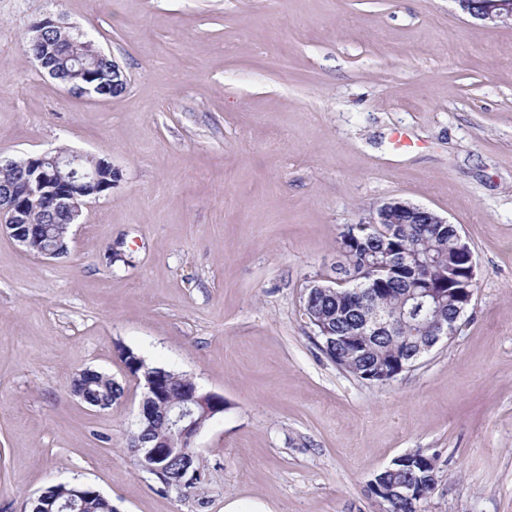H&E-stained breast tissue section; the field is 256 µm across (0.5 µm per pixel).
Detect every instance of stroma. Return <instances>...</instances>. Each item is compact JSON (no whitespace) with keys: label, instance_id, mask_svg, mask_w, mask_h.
Segmentation results:
<instances>
[{"label":"stroma","instance_id":"1","mask_svg":"<svg viewBox=\"0 0 512 512\" xmlns=\"http://www.w3.org/2000/svg\"><path fill=\"white\" fill-rule=\"evenodd\" d=\"M47 16L114 58L119 96L37 65ZM58 147L111 162L112 194L63 257L0 235V512L65 482L117 512H379L370 480L417 449L424 512H512V24L454 0H0V157ZM393 198L458 226L477 287L381 385L336 367L301 306ZM125 349L223 396L199 496L135 468ZM84 369L124 397L90 410L69 391Z\"/></svg>","mask_w":512,"mask_h":512}]
</instances>
